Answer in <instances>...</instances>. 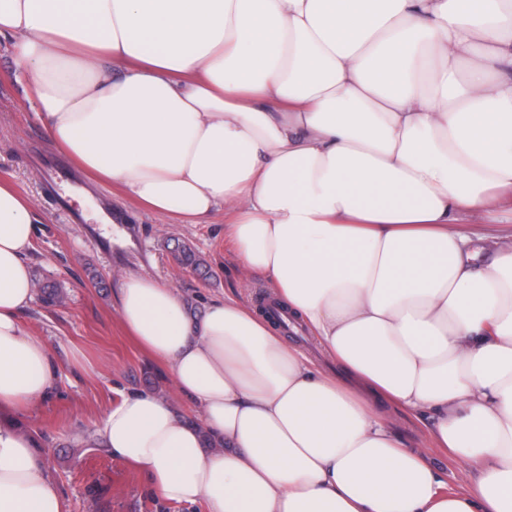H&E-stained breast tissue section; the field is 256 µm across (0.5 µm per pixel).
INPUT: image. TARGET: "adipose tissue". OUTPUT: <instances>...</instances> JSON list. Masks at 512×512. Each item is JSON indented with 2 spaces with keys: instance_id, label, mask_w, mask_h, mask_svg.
I'll return each instance as SVG.
<instances>
[{
  "instance_id": "obj_1",
  "label": "adipose tissue",
  "mask_w": 512,
  "mask_h": 512,
  "mask_svg": "<svg viewBox=\"0 0 512 512\" xmlns=\"http://www.w3.org/2000/svg\"><path fill=\"white\" fill-rule=\"evenodd\" d=\"M1 38L93 185L223 211L239 275L345 372L235 298L196 313L126 273L124 328L202 421L130 390L90 444L208 512H512V0H0ZM39 222L0 182V512H65L18 418L60 370L22 322ZM381 401L430 420L456 491ZM282 336H284L285 340L288 341L289 344H294L302 349L307 357L314 362L318 368L332 374L339 371L335 364L326 360L316 339L306 331L303 330L299 333L288 332V334L283 332Z\"/></svg>"
}]
</instances>
